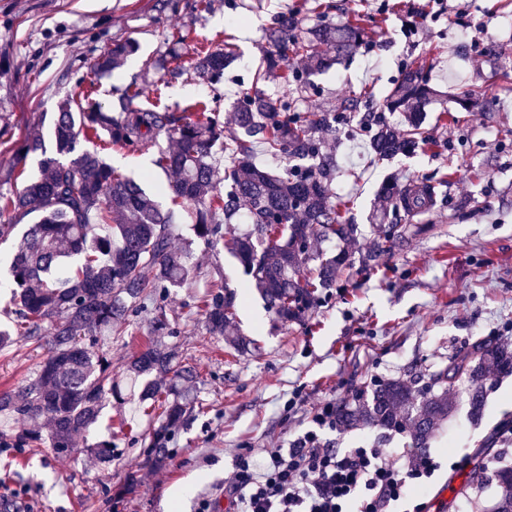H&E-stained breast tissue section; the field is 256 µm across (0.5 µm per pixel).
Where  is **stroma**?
Wrapping results in <instances>:
<instances>
[{
    "label": "stroma",
    "mask_w": 512,
    "mask_h": 512,
    "mask_svg": "<svg viewBox=\"0 0 512 512\" xmlns=\"http://www.w3.org/2000/svg\"><path fill=\"white\" fill-rule=\"evenodd\" d=\"M298 3L211 0L203 10L196 0H0V195L12 196L38 175L34 155L23 173L13 172V151L27 131L50 136L51 118L67 99L87 98L108 111L134 83L143 91L140 106L183 112L200 103L233 132V104L252 91L251 76L264 63L266 28ZM334 3L326 16L300 11L301 28L342 25L358 7L378 22L369 32L374 45L361 47L348 64L308 73L299 110L335 111L364 87L383 102L417 56L432 59L431 84L451 98L483 97L503 73L512 74V0ZM464 31L471 39L461 40ZM228 33L235 60L219 89L171 74L172 54L223 46ZM118 41L132 42L134 52L111 73H94L93 63ZM439 111L436 101L424 108V126L441 144L436 153L377 161L344 125L321 135L322 149L336 156L331 193L347 202L358 232L347 247L350 267L302 323L285 324L269 312L239 260L193 236L192 205L174 207L173 242L190 251L196 273L165 300L170 331L155 336L148 314L133 312L126 335L113 337L108 349L116 375L151 343L175 349V370L193 371L185 389L196 405L170 443L172 460L160 470L143 466L141 435L158 418L143 414L138 393L127 392L108 399L97 426L77 435L70 453L1 449L0 501L9 500L15 512H198L223 488L239 449L288 447L310 428L322 403L352 399L388 379L430 376L512 322V93L499 94L489 112L456 107L441 122ZM103 156L171 205L165 193L171 176L154 165L155 151L112 148ZM392 179L442 182L444 198L402 222L403 246L366 267L362 257L375 239L371 215ZM226 288L236 294V333L258 338L260 353H234L224 337L207 333L200 301ZM45 356V348L23 338L0 352V391L24 386ZM492 380L478 421L469 416L464 386L456 387V411L429 447L444 463L458 464L471 487L469 496L448 497L436 512H489L498 498L494 473L484 464L512 465V434L491 448L484 441L500 421H512V375ZM108 437L119 452L109 467L90 453ZM323 437L341 449L407 443L378 428L328 430ZM130 469L138 488L123 495ZM186 485L191 492L180 497Z\"/></svg>",
    "instance_id": "stroma-1"
}]
</instances>
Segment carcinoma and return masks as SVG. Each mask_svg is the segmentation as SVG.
Instances as JSON below:
<instances>
[{"label": "carcinoma", "instance_id": "carcinoma-1", "mask_svg": "<svg viewBox=\"0 0 512 512\" xmlns=\"http://www.w3.org/2000/svg\"><path fill=\"white\" fill-rule=\"evenodd\" d=\"M367 26V16L353 11L344 26L319 28L307 39L300 33L296 12L284 11L266 29L270 65L255 71L253 83L274 77L290 94L306 90L309 83L288 67V61L302 57L308 69H319L327 58L317 46L330 42L336 49L332 63H338L365 43ZM132 49L129 43L115 44L98 59L94 71L116 68ZM232 58L229 42L196 52L187 68L176 54L172 73L189 70L215 88L223 83ZM432 67L426 57L406 63L382 110L411 108L426 100ZM141 95L137 85H130L115 112L74 106L70 100L63 103L54 121L55 152L40 160V177L0 206V242L13 238L17 228L3 219L5 211L38 215L21 235L10 262L16 318L13 328L0 329V350L11 347L16 336L47 346L46 358L27 384L0 392V416L15 423L43 420L49 427L45 438L36 429H3L0 448H37L47 442L58 453L69 452L73 438L98 422L108 398L121 395V386L112 379V358L100 347L112 342L114 335H125L132 311H151L154 330H166L165 306L153 304L154 297L183 287L195 274L188 253L172 243V212L98 152L78 151L80 140L104 134L108 144L133 151L148 150L161 137L174 142V150L162 151L154 160L155 166L173 174L169 194L175 201L194 204L195 236L211 246L227 243L267 308L284 322L300 320L336 282L345 264L342 254H313L311 241H352L358 232L345 206L331 196L336 159L321 151L317 133L341 122L379 160L438 146L416 117L402 129L387 123L382 114L373 120L357 118L360 103L371 100L368 89L341 103L336 113L301 112L263 93H246L234 106L235 123L244 135H235L228 143L216 115L140 107L135 100ZM494 100L493 95L479 100L465 94L460 105L488 112ZM257 141L272 159L286 161L282 171L253 164ZM226 149L234 162L231 167L221 163L220 153ZM221 173L222 190L217 188ZM385 193L390 208L376 223V239L362 258L365 264L403 239L396 230L399 218L437 203L436 187L429 182L388 186ZM241 214L250 229L237 235L231 225ZM311 261L315 265L309 274L301 275V268ZM147 268L153 277L145 276ZM200 312L210 335H224L236 319L235 294L226 290L209 295ZM227 342L237 353L260 351L259 344L245 336ZM174 358V352L149 345L125 366L130 385L140 388L141 401L149 408H162L159 425L141 435L146 463L157 468L171 461V427L194 408L185 392L161 380ZM491 368L512 374V350L500 342L476 341L470 354L450 359L426 383L390 380L352 403L339 404L336 424L342 429L403 431L409 435V447L427 448L452 412L450 393L460 381L468 382L471 417L483 415ZM93 452L107 464L118 457L110 440L99 442ZM495 479L501 497L491 512H512V466L497 468Z\"/></svg>", "mask_w": 512, "mask_h": 512}]
</instances>
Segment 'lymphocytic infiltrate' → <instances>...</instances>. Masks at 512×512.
Wrapping results in <instances>:
<instances>
[{
	"label": "lymphocytic infiltrate",
	"mask_w": 512,
	"mask_h": 512,
	"mask_svg": "<svg viewBox=\"0 0 512 512\" xmlns=\"http://www.w3.org/2000/svg\"><path fill=\"white\" fill-rule=\"evenodd\" d=\"M313 427L286 448H243L224 479L230 512H421L415 492L441 469L428 452L334 448L336 404L320 405Z\"/></svg>",
	"instance_id": "f902f5d3"
}]
</instances>
